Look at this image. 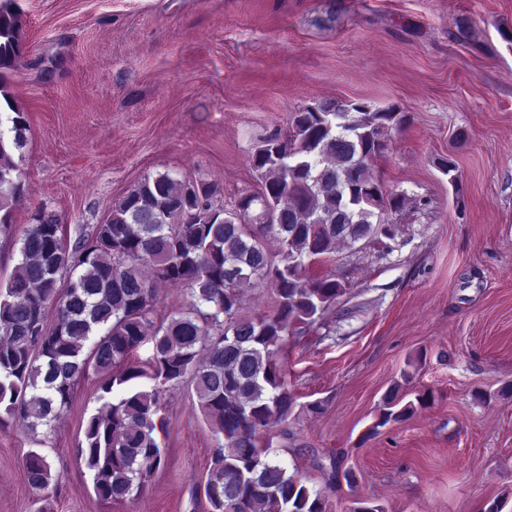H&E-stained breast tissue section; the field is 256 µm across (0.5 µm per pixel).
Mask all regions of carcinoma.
Masks as SVG:
<instances>
[{
  "label": "carcinoma",
  "mask_w": 512,
  "mask_h": 512,
  "mask_svg": "<svg viewBox=\"0 0 512 512\" xmlns=\"http://www.w3.org/2000/svg\"><path fill=\"white\" fill-rule=\"evenodd\" d=\"M26 55L21 15L0 9V70ZM0 234L12 229L25 182L15 157L28 145L23 112L0 83ZM404 116L394 106L319 99L290 116L288 130L250 157L261 190L231 210L213 184L167 171L133 184L91 228L67 226L57 211L34 209L19 243V264L0 289V429L51 427L77 386L102 378L98 414L75 453L95 496L124 501L146 491L162 462L165 386L192 382L198 405L220 437L205 485L212 512H327L326 495L272 448V429L296 398L283 372L288 336L322 323L347 292L312 267L339 242L379 244L399 232L400 195L373 176ZM186 287L189 307L157 325L155 281ZM66 287H61V283ZM267 288L273 308L243 312L245 291ZM56 325L45 326L48 312ZM151 354L132 362L140 348ZM402 385L383 395L368 435L409 419L432 396L403 402ZM28 484L58 482L40 450L24 460Z\"/></svg>",
  "instance_id": "obj_1"
}]
</instances>
